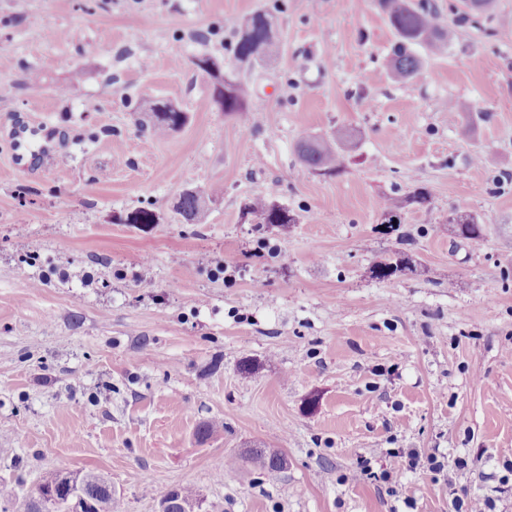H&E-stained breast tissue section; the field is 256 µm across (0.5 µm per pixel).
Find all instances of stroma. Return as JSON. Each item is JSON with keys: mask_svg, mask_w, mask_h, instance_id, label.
Listing matches in <instances>:
<instances>
[{"mask_svg": "<svg viewBox=\"0 0 512 512\" xmlns=\"http://www.w3.org/2000/svg\"><path fill=\"white\" fill-rule=\"evenodd\" d=\"M435 2L459 37L401 83L375 0H0V506L47 473L93 470L125 512H158L186 484L215 512H449L453 487L512 512V0L466 25L460 0ZM258 10L284 51L243 69L252 96L227 116L193 60L235 68ZM144 98L188 123L153 137ZM39 123L51 150L18 171L10 138ZM339 129L343 171L306 169L297 143ZM213 185L205 223H187L180 195ZM419 187L429 209L383 231L386 199ZM257 195L296 223L256 224ZM139 209L156 223H127ZM457 210L479 243L457 236ZM215 417L223 430L198 443ZM266 445L284 469L225 468ZM389 448L475 463L406 474L395 497L342 481ZM449 224H456L457 233L464 239L478 242L482 238L481 225L471 214H453L448 217Z\"/></svg>", "mask_w": 512, "mask_h": 512, "instance_id": "1", "label": "stroma"}]
</instances>
